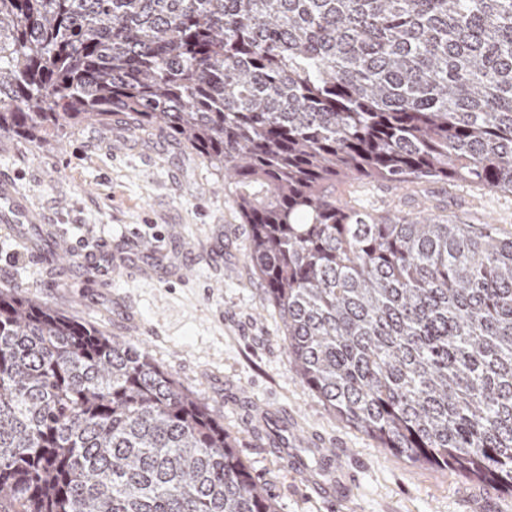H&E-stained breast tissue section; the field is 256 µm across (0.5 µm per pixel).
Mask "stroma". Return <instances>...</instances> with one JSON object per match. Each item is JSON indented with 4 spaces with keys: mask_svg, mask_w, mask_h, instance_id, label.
Returning <instances> with one entry per match:
<instances>
[{
    "mask_svg": "<svg viewBox=\"0 0 512 512\" xmlns=\"http://www.w3.org/2000/svg\"><path fill=\"white\" fill-rule=\"evenodd\" d=\"M45 211L71 246L55 274L0 237V280L108 336L144 348L238 439L280 512H512V492L392 454L341 420L288 365L282 322L249 259L250 227L223 172L125 115L63 141L0 142V176ZM338 201L384 220L403 214L485 222L512 237V193L451 181L338 179ZM111 265L109 287L93 270ZM156 267L143 276L141 266ZM348 482L339 498L305 479L315 457Z\"/></svg>",
    "mask_w": 512,
    "mask_h": 512,
    "instance_id": "35a3bbf8",
    "label": "stroma"
}]
</instances>
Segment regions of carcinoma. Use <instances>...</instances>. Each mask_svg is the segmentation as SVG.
<instances>
[{
    "label": "carcinoma",
    "instance_id": "obj_1",
    "mask_svg": "<svg viewBox=\"0 0 512 512\" xmlns=\"http://www.w3.org/2000/svg\"><path fill=\"white\" fill-rule=\"evenodd\" d=\"M118 113L224 171L331 411L512 491V237L327 190L512 193V0H0L1 140ZM236 448L146 352L0 288V512H280Z\"/></svg>",
    "mask_w": 512,
    "mask_h": 512
}]
</instances>
